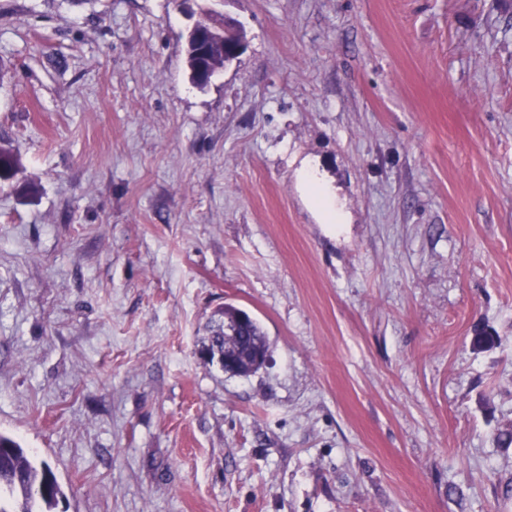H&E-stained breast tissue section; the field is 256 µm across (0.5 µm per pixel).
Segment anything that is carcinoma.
<instances>
[{
  "mask_svg": "<svg viewBox=\"0 0 512 512\" xmlns=\"http://www.w3.org/2000/svg\"><path fill=\"white\" fill-rule=\"evenodd\" d=\"M186 64L194 84L204 88L209 76L224 68V41L215 39L186 51ZM17 159L12 151L0 146V180L6 181L16 175ZM240 316L245 320L240 325L238 337L224 338V320ZM208 353L209 361L224 364V350L238 355L233 374L246 376L256 372L254 351L269 350V344L258 321L246 311L226 304L216 311L208 324V336L201 341ZM66 495L62 490L51 465L46 461L35 462L27 449L14 438L0 433V512H57Z\"/></svg>",
  "mask_w": 512,
  "mask_h": 512,
  "instance_id": "1",
  "label": "carcinoma"
}]
</instances>
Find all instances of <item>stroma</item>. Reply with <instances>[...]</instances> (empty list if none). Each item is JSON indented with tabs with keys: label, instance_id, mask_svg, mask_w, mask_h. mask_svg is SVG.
<instances>
[{
	"label": "stroma",
	"instance_id": "stroma-1",
	"mask_svg": "<svg viewBox=\"0 0 512 512\" xmlns=\"http://www.w3.org/2000/svg\"><path fill=\"white\" fill-rule=\"evenodd\" d=\"M0 143V432L65 512H512V0H0ZM238 31L239 28L235 22L224 19L222 27L224 41L214 39L209 44L204 43L200 47L191 45L190 50H188V46L186 47L187 68L192 82L197 87H206L209 84V76L213 71L219 72L245 51L246 44L244 39L233 43L225 41L227 36ZM197 51H201V55L198 58L196 57ZM196 62H199V66H197ZM245 316L246 319L240 325L238 338L225 337L234 336L237 325L224 322V319H237ZM226 335V336H224ZM201 346L208 353L209 362L217 359L221 367L225 370L232 365L230 359H225L224 346L231 352L238 355V363L232 375L246 376L256 372L260 367V363H256L254 351L261 349L268 352L269 344L264 331L258 321L250 316L246 311L232 305H224L210 318L208 324V336L201 341Z\"/></svg>",
	"mask_w": 512,
	"mask_h": 512
}]
</instances>
